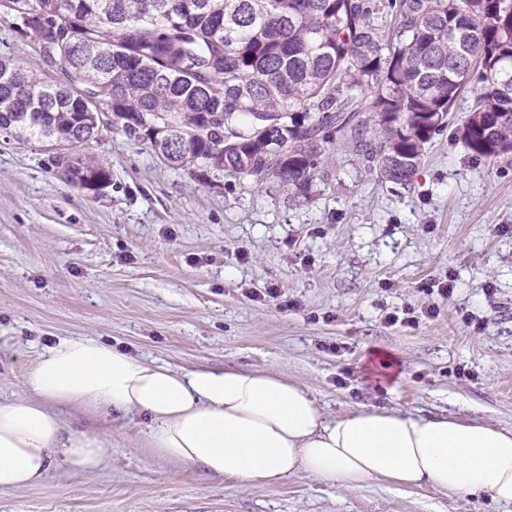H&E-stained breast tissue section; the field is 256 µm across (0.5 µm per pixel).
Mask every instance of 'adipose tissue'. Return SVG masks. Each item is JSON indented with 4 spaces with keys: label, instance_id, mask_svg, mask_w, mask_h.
Segmentation results:
<instances>
[{
    "label": "adipose tissue",
    "instance_id": "1",
    "mask_svg": "<svg viewBox=\"0 0 512 512\" xmlns=\"http://www.w3.org/2000/svg\"><path fill=\"white\" fill-rule=\"evenodd\" d=\"M23 387L0 405V490L42 483L57 448L74 470L103 464L104 441L66 430L53 410L75 403L146 414L157 454L246 486L303 469L347 491L378 480L512 504V430L365 406L329 417L273 373L176 371L86 337L48 349Z\"/></svg>",
    "mask_w": 512,
    "mask_h": 512
}]
</instances>
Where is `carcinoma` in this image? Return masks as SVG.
Returning a JSON list of instances; mask_svg holds the SVG:
<instances>
[{"mask_svg":"<svg viewBox=\"0 0 512 512\" xmlns=\"http://www.w3.org/2000/svg\"><path fill=\"white\" fill-rule=\"evenodd\" d=\"M387 8L388 28L378 0H0L36 45L69 34L64 83L0 59V133L67 140L54 162L81 188L112 183L88 148L116 131L204 182L217 172L307 201L338 134L379 181L409 184L475 80L455 137L487 162L512 152V0Z\"/></svg>","mask_w":512,"mask_h":512,"instance_id":"cac0c4a2","label":"carcinoma"}]
</instances>
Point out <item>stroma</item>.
Returning a JSON list of instances; mask_svg holds the SVG:
<instances>
[{"mask_svg": "<svg viewBox=\"0 0 512 512\" xmlns=\"http://www.w3.org/2000/svg\"><path fill=\"white\" fill-rule=\"evenodd\" d=\"M0 56L65 78L3 17ZM473 101L457 98L411 185L379 183L338 140L300 202L201 184L119 133L91 149L112 172L93 193L62 181L40 143L0 134V404L43 351L89 336L174 370L273 372L330 416L372 406L511 430L512 153L490 164L456 139ZM447 279L452 297L422 289ZM269 287L278 297L260 298ZM377 350L395 386L375 378ZM57 411L106 441L105 463L57 460L44 483L0 491V512H512L431 487L343 491L303 470L243 486L152 455L145 415Z\"/></svg>", "mask_w": 512, "mask_h": 512, "instance_id": "35a3bbf8", "label": "stroma"}]
</instances>
